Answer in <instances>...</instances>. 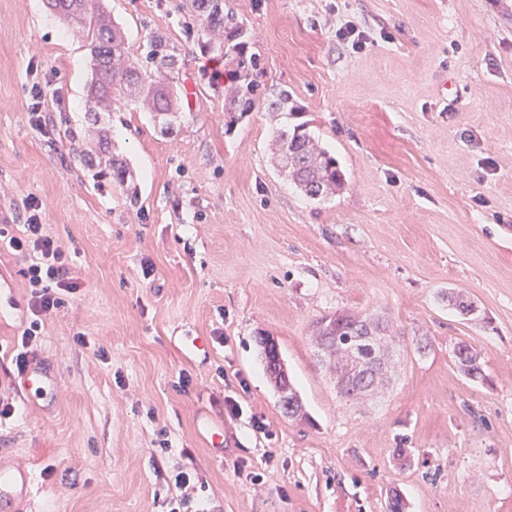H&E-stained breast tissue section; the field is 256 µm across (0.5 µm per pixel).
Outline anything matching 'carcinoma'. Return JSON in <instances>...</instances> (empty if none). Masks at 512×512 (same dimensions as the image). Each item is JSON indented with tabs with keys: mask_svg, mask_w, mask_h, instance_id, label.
<instances>
[{
	"mask_svg": "<svg viewBox=\"0 0 512 512\" xmlns=\"http://www.w3.org/2000/svg\"><path fill=\"white\" fill-rule=\"evenodd\" d=\"M46 6L68 23L84 43L89 57L88 97L93 102L91 121L97 125V133L85 150V165L98 167L100 172L111 175L113 182L125 185L131 172L125 161L112 152L109 131L100 125V113L139 108L154 113L161 133H173L180 112L174 89L179 47L165 33L154 31L142 44L140 53L132 56L127 51L124 31L112 22L100 0H46ZM180 8L193 16V23L188 25L192 42L208 52L224 55L237 74V83L228 96L229 111L251 105L258 90L252 79L256 61L236 47L235 41L241 39L243 28L233 16L224 13V0H187ZM288 101V91L273 92L266 99L267 110L286 112ZM274 159L281 171L312 199L329 197L344 185L338 161L318 145L304 124L292 129L284 125L276 131ZM369 333L388 350L399 347L400 337L392 331L389 320L380 315L342 310L314 322L313 335L322 361L336 371V388L347 399L373 394L371 390L364 391L361 381L377 363L365 359L358 345V338ZM264 354L266 370L278 392L293 402L292 408H297L296 391L283 361L277 360L275 346H264ZM454 361L464 375L482 377L478 354L469 345L455 348Z\"/></svg>",
	"mask_w": 512,
	"mask_h": 512,
	"instance_id": "1",
	"label": "carcinoma"
}]
</instances>
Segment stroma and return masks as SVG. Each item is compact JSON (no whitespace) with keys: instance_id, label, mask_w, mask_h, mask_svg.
I'll list each match as a JSON object with an SVG mask.
<instances>
[{"instance_id":"stroma-1","label":"stroma","mask_w":512,"mask_h":512,"mask_svg":"<svg viewBox=\"0 0 512 512\" xmlns=\"http://www.w3.org/2000/svg\"><path fill=\"white\" fill-rule=\"evenodd\" d=\"M179 2L103 0L131 53L155 30L181 47L174 133L135 109L106 120L132 192L81 159V41L44 0H0V225L37 198L82 279L32 345L57 372L47 413L20 397L10 358L33 319L32 255L0 243L15 288L0 305V395L18 406L0 461L35 474L24 512H168L181 471L199 512H389L394 490L403 512H512V0H224L260 90L293 106L258 102L232 123L234 72L186 43ZM343 19L368 32L365 49L337 42ZM35 83L57 90L41 127ZM287 123L336 157L342 192L314 200L280 172ZM340 309L385 315L404 338L379 398H341L319 359L312 324ZM187 336L210 353L183 355ZM265 337L299 415L266 373ZM462 342L483 379L457 370ZM203 417L223 424L221 453Z\"/></svg>"}]
</instances>
